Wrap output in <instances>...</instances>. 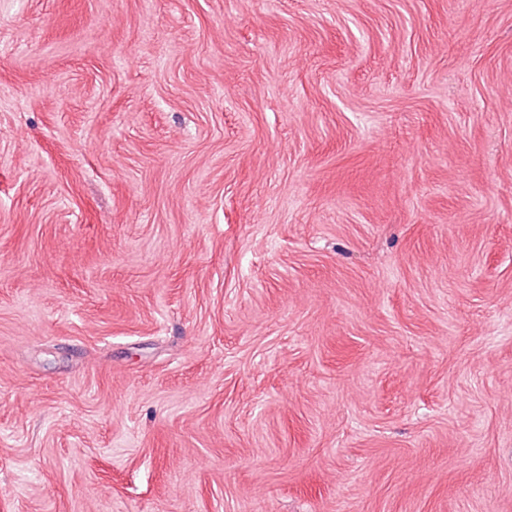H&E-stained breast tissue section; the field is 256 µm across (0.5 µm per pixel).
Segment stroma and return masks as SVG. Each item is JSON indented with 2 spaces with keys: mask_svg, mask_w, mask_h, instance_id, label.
Returning a JSON list of instances; mask_svg holds the SVG:
<instances>
[{
  "mask_svg": "<svg viewBox=\"0 0 512 512\" xmlns=\"http://www.w3.org/2000/svg\"><path fill=\"white\" fill-rule=\"evenodd\" d=\"M0 512H512V0H0Z\"/></svg>",
  "mask_w": 512,
  "mask_h": 512,
  "instance_id": "stroma-1",
  "label": "stroma"
}]
</instances>
